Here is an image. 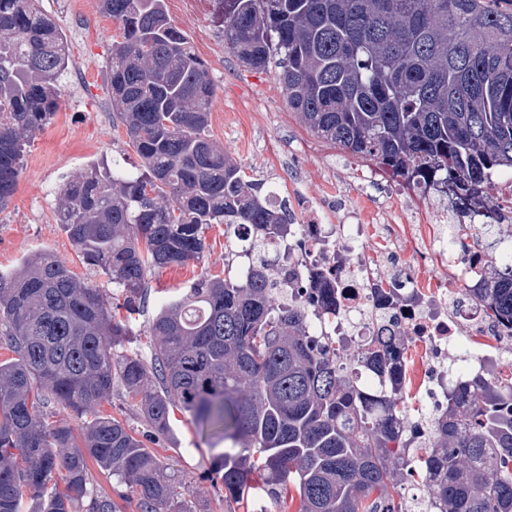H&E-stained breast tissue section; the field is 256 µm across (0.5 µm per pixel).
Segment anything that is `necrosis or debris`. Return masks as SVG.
<instances>
[{
  "mask_svg": "<svg viewBox=\"0 0 512 512\" xmlns=\"http://www.w3.org/2000/svg\"><path fill=\"white\" fill-rule=\"evenodd\" d=\"M461 236L470 241V248L464 257L449 258L447 271L432 280L412 272L411 262L389 225H382L376 236L366 237L360 214L352 206L337 220L308 207L302 223L276 240L274 247L290 271L289 290L306 291L319 277L335 285L336 319L331 324L321 323L320 328L340 336L380 335L383 330L377 315L385 304V294L395 277H404L415 301L405 305L398 320L385 330L403 345L402 392L407 398L420 391L439 397L446 394L449 385L462 383L475 371L496 382L512 377L511 367H491L480 355L470 356L456 370L448 368L449 351L458 337L496 333L479 302L462 294L463 288L489 277L492 269L482 250L474 245L478 237L475 228H465ZM373 245L383 249L387 266L373 268L367 264L366 255ZM414 363L427 368L417 386L410 377Z\"/></svg>",
  "mask_w": 512,
  "mask_h": 512,
  "instance_id": "4bbe7bcc",
  "label": "necrosis or debris"
}]
</instances>
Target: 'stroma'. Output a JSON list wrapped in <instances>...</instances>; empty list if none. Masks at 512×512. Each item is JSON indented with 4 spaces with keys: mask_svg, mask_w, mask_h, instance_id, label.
I'll list each match as a JSON object with an SVG mask.
<instances>
[{
    "mask_svg": "<svg viewBox=\"0 0 512 512\" xmlns=\"http://www.w3.org/2000/svg\"><path fill=\"white\" fill-rule=\"evenodd\" d=\"M42 6L66 35L72 65L62 80L60 108L27 147L16 191L0 211V270L10 271L27 255L44 250L108 296L113 292L108 277L82 263L57 223L56 200L65 176L91 164L115 158L130 168L140 163L125 129L113 126L109 110L107 61L117 25L100 14L98 0H42ZM166 6L209 65L215 94L208 133L238 161L245 180L267 181L293 211L305 202L319 203L332 218L352 198L368 213L388 201L385 221L393 225L398 242L408 254L420 250L416 227L440 222L445 194L410 188L383 168L312 135L289 110L277 67L248 69L225 48L222 0H166ZM225 243L223 225H214L205 232L201 261L149 275L147 303L130 320L133 335L126 350L150 359L147 328L162 300L203 274L220 276L227 267H240ZM170 421L171 437L149 447L182 477L192 512H298L295 502L281 506L264 499L246 508L225 499L222 486L209 477V448L189 414L174 412Z\"/></svg>",
    "mask_w": 512,
    "mask_h": 512,
    "instance_id": "stroma-1",
    "label": "stroma"
}]
</instances>
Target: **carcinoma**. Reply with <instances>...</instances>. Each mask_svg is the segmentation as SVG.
Instances as JSON below:
<instances>
[{
	"mask_svg": "<svg viewBox=\"0 0 512 512\" xmlns=\"http://www.w3.org/2000/svg\"><path fill=\"white\" fill-rule=\"evenodd\" d=\"M501 0H224V45L266 69L279 58L288 107L314 135L414 188L485 204L484 236L506 218L488 196L512 171V7ZM119 33L112 116L141 164L91 168L59 191L58 223L129 312L149 273L198 262L214 224L247 231L235 276L205 273L160 306L153 357L118 355L132 330L100 289L47 251L0 273V512H118L90 465L132 488L139 512H191L163 458L100 407L120 383L157 436L175 408L212 440L224 498L299 497L300 512H512V384L477 376L448 390L426 445L401 427L398 350L377 336L351 352L312 323L336 311L288 294L268 243L293 215L207 134L214 85L165 0H100ZM67 38L39 0H0V211L26 148L60 106ZM469 289L512 323V262ZM54 401L81 420L47 421ZM224 447H219V444ZM422 495L408 498L404 482Z\"/></svg>",
	"mask_w": 512,
	"mask_h": 512,
	"instance_id": "carcinoma-1",
	"label": "carcinoma"
}]
</instances>
